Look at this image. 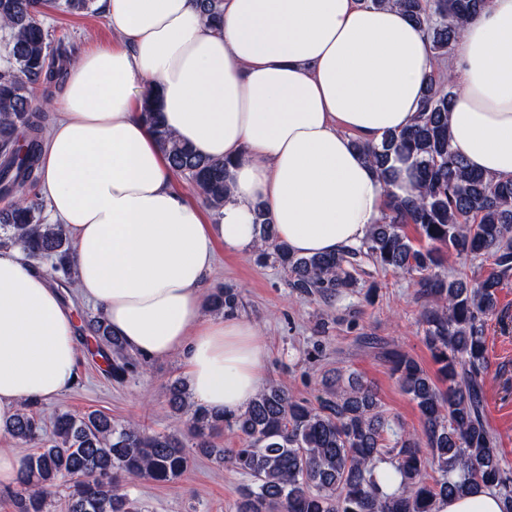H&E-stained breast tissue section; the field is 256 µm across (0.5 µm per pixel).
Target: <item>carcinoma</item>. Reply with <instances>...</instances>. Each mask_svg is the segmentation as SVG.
Here are the masks:
<instances>
[{
    "label": "carcinoma",
    "instance_id": "obj_1",
    "mask_svg": "<svg viewBox=\"0 0 512 512\" xmlns=\"http://www.w3.org/2000/svg\"><path fill=\"white\" fill-rule=\"evenodd\" d=\"M96 0H0L3 65L0 66V246L20 245L34 260L50 263V275L65 284L73 279L71 244L62 225L44 215L36 187L44 140L42 116L33 107L39 86L58 82L72 56L62 35L49 38L40 7L70 14H95ZM392 4L424 30L436 59L448 56L465 23L486 0H368ZM203 13L221 23L223 0H201ZM455 92L441 72L427 77L419 119L378 144L353 140L375 168L385 189L380 222L356 247L336 254L299 256L278 241L267 210L256 207L259 256L280 269L288 286L324 302L341 290L358 287L351 272L361 259L393 272L418 275L431 304L422 312L425 341L436 364L432 378L412 357L388 353L393 373L416 402L422 427L392 430L376 392L357 378L341 383L327 378L315 401L296 399L275 384L262 388L246 409L224 417L188 401L179 382L169 388L171 408L189 416V433L205 456L245 474L238 512H433L436 500L477 488L494 489L504 512H512V464L498 453V438L485 416L484 378L488 368L485 328L497 308V294L512 273V177H488L467 168L448 134ZM160 151L179 176L187 178L216 214L224 208L227 160H212L160 124L156 108L145 101ZM410 163L416 188L400 198L392 194L393 162ZM412 224L428 246L417 247L405 232ZM493 261L495 271L467 286L462 269L450 275L443 253ZM241 305L233 288L209 296L210 310L232 315ZM86 330L108 362L112 381L122 384L140 362L112 335L101 316ZM38 401L21 405L0 425L17 442L37 449L24 458L20 484L10 495L12 512H139L121 476L155 482L179 478L190 463L176 433L149 432L138 423L118 424L91 412L56 415L52 434L35 411ZM227 425L241 435L229 452L211 441ZM381 463L395 469L399 481L387 487L376 477ZM73 479L64 500L57 484Z\"/></svg>",
    "mask_w": 512,
    "mask_h": 512
}]
</instances>
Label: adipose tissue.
<instances>
[{"label":"adipose tissue","mask_w":512,"mask_h":512,"mask_svg":"<svg viewBox=\"0 0 512 512\" xmlns=\"http://www.w3.org/2000/svg\"><path fill=\"white\" fill-rule=\"evenodd\" d=\"M112 40L73 58L42 147L51 223L73 246L76 288L144 360L179 357L191 400L232 416L264 384L267 346L239 317L208 316L217 248L250 254L256 204L300 255L364 240L384 208L352 138L379 143L420 113L435 65L426 34L365 0H98ZM449 133L471 169L512 177V0H488L449 61ZM229 161L210 217L175 184L143 116ZM71 306L18 246H0V421L75 384Z\"/></svg>","instance_id":"obj_1"}]
</instances>
